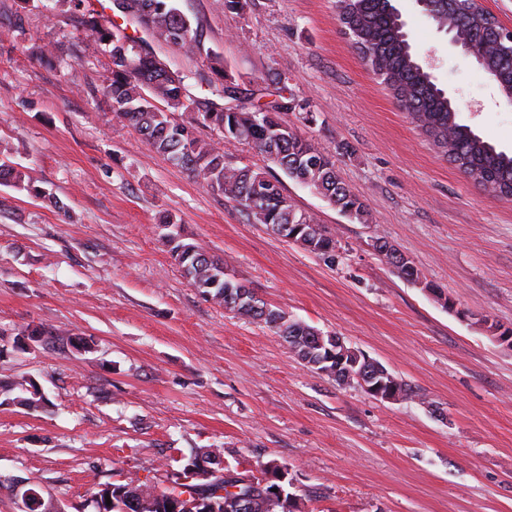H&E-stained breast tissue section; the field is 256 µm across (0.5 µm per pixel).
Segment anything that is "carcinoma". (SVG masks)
Returning <instances> with one entry per match:
<instances>
[{
	"label": "carcinoma",
	"mask_w": 512,
	"mask_h": 512,
	"mask_svg": "<svg viewBox=\"0 0 512 512\" xmlns=\"http://www.w3.org/2000/svg\"><path fill=\"white\" fill-rule=\"evenodd\" d=\"M51 2V12L75 17L79 27L105 47L111 62L105 96L115 117L143 135L153 152L238 207L249 222L263 224L273 232L283 227L281 238L327 263H336L335 235L314 215L297 208L266 168L238 167L227 160L221 147L225 141L250 147L288 179L311 188L340 212L361 224L370 223L366 204L343 181L335 160L282 119L281 114L291 109L290 102L280 98L249 107L236 104L242 89L217 61L210 63V75L203 78L212 97L199 98L191 93L190 75L161 62L147 40L186 55L204 51L203 32L191 27L174 0L113 3L117 11L126 14L128 24L147 35L145 39L110 25L90 10L85 0ZM336 11L341 25L350 30L361 59L448 161L480 179L488 192L512 200V155L459 123L456 108L448 106V96L414 54L406 23L393 0H336ZM425 11L437 27L464 34L480 51L494 45L481 67L497 85L512 83V41L502 34L501 23L491 12L476 6L474 0H430ZM180 110L191 113L192 121L186 124L175 118ZM204 129L210 131L211 138L201 137ZM0 183L33 197L49 196L27 171L12 165L0 164ZM161 227L167 230L162 240L178 269L206 301L280 337L311 372L323 375L335 368L338 349L328 337L316 339L318 330L256 298L249 287L229 277L223 261L200 244L184 241L172 215L165 216ZM376 244L377 250H385L383 259L396 276L408 283L420 281V270L409 256L387 240L378 238ZM11 402L37 411L47 400L32 385ZM281 477L287 473L274 460L261 466L259 474L247 475L250 487L241 488L240 493L252 492L248 512H296V501L286 502L269 489ZM106 487L110 488L111 504L104 505L101 512H124L131 499L139 506L137 512H176L183 507L179 497L196 489L206 492L184 469L159 482L143 481L138 473H129Z\"/></svg>",
	"instance_id": "1"
}]
</instances>
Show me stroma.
Returning a JSON list of instances; mask_svg holds the SVG:
<instances>
[{
  "label": "stroma",
  "instance_id": "35a3bbf8",
  "mask_svg": "<svg viewBox=\"0 0 512 512\" xmlns=\"http://www.w3.org/2000/svg\"><path fill=\"white\" fill-rule=\"evenodd\" d=\"M205 55L243 88L282 91L283 118L331 155L371 221L285 180L336 237L335 264L284 241L154 153L109 109V59L49 0H0V159L47 201L0 184V383L36 382L44 410L0 406V512L14 483L64 512L130 472L181 470L198 448L231 468L287 470L302 512H512V201L459 171L360 59L335 0H175ZM420 63L461 123L512 152V103L414 0H396ZM54 45L53 61L38 46ZM313 121H306V113ZM265 302L341 336L429 404L389 403L319 376L281 340L214 307L161 240L163 214ZM385 237L423 277L373 248ZM94 349L75 351V338ZM375 242V249L383 256L386 264L396 276L408 283H417L420 281V270L409 256L400 251L389 241L383 240L382 237L377 238ZM383 248H388V251L384 253L381 251Z\"/></svg>",
  "mask_w": 512,
  "mask_h": 512
}]
</instances>
